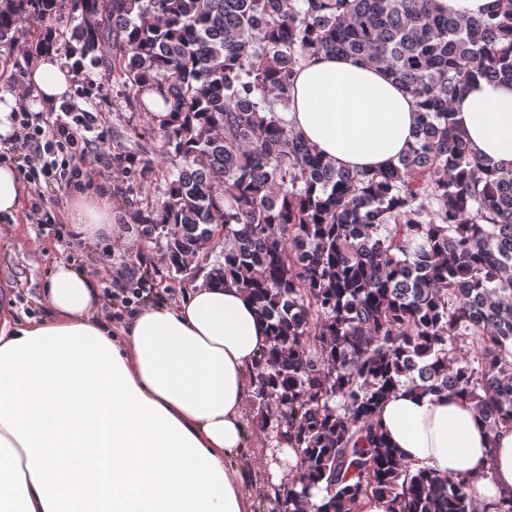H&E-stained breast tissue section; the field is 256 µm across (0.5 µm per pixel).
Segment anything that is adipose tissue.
<instances>
[{
	"label": "adipose tissue",
	"instance_id": "obj_1",
	"mask_svg": "<svg viewBox=\"0 0 512 512\" xmlns=\"http://www.w3.org/2000/svg\"><path fill=\"white\" fill-rule=\"evenodd\" d=\"M74 79L55 54L28 82L41 102ZM452 108L472 150L512 169V83L478 79ZM286 119L337 167L381 169L414 141L411 94L383 68L321 54L301 69ZM108 198L81 194L76 238L112 232ZM46 317L0 312V512H251L230 459L266 323L240 289L199 280L174 306L145 305L119 327L98 315L97 278L57 263ZM379 419L403 460L464 477L478 508L512 490V430L490 431L455 395L400 388Z\"/></svg>",
	"mask_w": 512,
	"mask_h": 512
}]
</instances>
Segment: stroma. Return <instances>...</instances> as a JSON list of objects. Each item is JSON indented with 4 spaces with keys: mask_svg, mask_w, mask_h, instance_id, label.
<instances>
[{
    "mask_svg": "<svg viewBox=\"0 0 512 512\" xmlns=\"http://www.w3.org/2000/svg\"><path fill=\"white\" fill-rule=\"evenodd\" d=\"M37 33V27L25 25L17 33L15 47L0 45V92L11 93L25 85L31 64L40 56ZM72 101L96 113L100 125L108 132V140L100 149L102 159L94 163L87 185L97 192L107 191L112 201H120L129 178L122 168L113 165L112 153L118 148L140 159L153 157L158 150L157 141L131 135L132 129L151 128V116L116 106L112 87L102 70L89 65L78 69L71 91L62 102L50 104L49 109L59 111L61 103ZM76 194V189L55 185L45 188L39 196L33 185L27 183L23 186L20 210L11 217L0 215V291L12 288L16 320L44 316L37 299L53 266L61 261L100 274V285L104 288L129 287L136 271L147 267L155 272L149 283L150 303L175 305L184 300L191 281L169 276L159 244L145 238L141 225L133 220L114 225L111 235L67 247L71 203ZM37 201L52 210L55 224L33 222L31 207ZM244 430L243 446L235 450L232 460L247 469L243 490L251 503V512H278L274 491L287 482L289 468L276 461L277 450L268 435L260 432L253 410L244 412Z\"/></svg>",
    "mask_w": 512,
    "mask_h": 512,
    "instance_id": "obj_1",
    "label": "stroma"
}]
</instances>
